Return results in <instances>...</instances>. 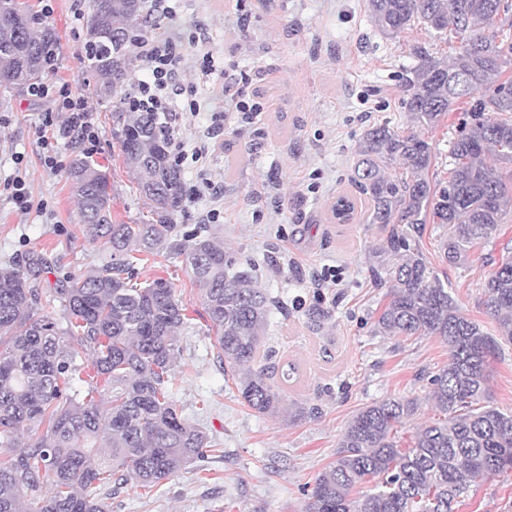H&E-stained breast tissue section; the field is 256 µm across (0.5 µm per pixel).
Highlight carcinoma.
I'll use <instances>...</instances> for the list:
<instances>
[{
  "instance_id": "cac0c4a2",
  "label": "carcinoma",
  "mask_w": 512,
  "mask_h": 512,
  "mask_svg": "<svg viewBox=\"0 0 512 512\" xmlns=\"http://www.w3.org/2000/svg\"><path fill=\"white\" fill-rule=\"evenodd\" d=\"M87 52L99 92L112 96L130 65L127 47L141 32V0H90ZM371 19L394 38L415 26L460 40L441 62L420 45L418 65L404 84L412 127L376 124L358 146L353 183L369 205L368 223L385 233L377 257L399 264L381 278L387 302L375 333L438 336L448 364L429 377L442 418L425 425L413 445L398 447L395 431L416 407L412 399L364 406L339 442L336 460L315 481L306 512H454L459 499L487 476L512 470V412L490 404L488 363L512 343V261L484 283L485 314L498 334L467 317L426 260L417 234L432 221L448 227L442 259L469 261L512 214V170L487 164L512 161V42L495 29L506 0H369ZM53 33L35 29L23 0L0 5V87L41 81ZM472 123L450 147L448 185L434 188L428 171L433 144L417 129L433 130L454 106L480 91ZM122 151L151 208L145 224L112 222L108 178L83 157L68 170L86 235L112 250V261L87 275L57 278L44 302L30 279L50 269L31 252L0 267V512H28L22 499L43 484L50 491L35 512H105V487L151 489L214 444L179 414L171 370L177 331L188 324L173 285L163 279L134 283L132 251L152 254L171 245L179 208L181 173L158 141L153 116L127 113ZM198 228L182 248L215 329L217 358L249 407L266 414L282 404L268 383L261 353L276 302L254 285L252 269ZM59 302L69 327L59 330L44 306ZM93 356L95 388L106 402L72 392L79 351ZM43 427L42 436L20 435Z\"/></svg>"
}]
</instances>
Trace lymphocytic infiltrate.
Masks as SVG:
<instances>
[{
    "mask_svg": "<svg viewBox=\"0 0 512 512\" xmlns=\"http://www.w3.org/2000/svg\"><path fill=\"white\" fill-rule=\"evenodd\" d=\"M181 2L149 0L145 30L130 47L140 76L120 100L123 111L153 113L157 133L168 145L170 161L177 168L189 160L206 165L224 133V122L229 114H240L242 119L252 122L271 106L269 100L257 98L251 91L249 71L233 74L218 67L213 52L197 34L170 33L169 27L179 16ZM189 56L194 57L202 77L211 80L213 94L224 100L223 110L210 116L206 139L192 144L183 141L177 129L182 115L195 117L201 110L197 84L180 78L181 65ZM26 94L30 100L50 104L49 109L42 112L39 126L41 160L46 168L54 172L62 170L61 149L72 143L77 144L85 156L97 154L100 129L96 114L69 81L33 83Z\"/></svg>",
    "mask_w": 512,
    "mask_h": 512,
    "instance_id": "lymphocytic-infiltrate-1",
    "label": "lymphocytic infiltrate"
}]
</instances>
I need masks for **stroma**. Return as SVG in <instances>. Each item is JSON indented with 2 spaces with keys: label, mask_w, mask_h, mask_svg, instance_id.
Wrapping results in <instances>:
<instances>
[{
  "label": "stroma",
  "mask_w": 512,
  "mask_h": 512,
  "mask_svg": "<svg viewBox=\"0 0 512 512\" xmlns=\"http://www.w3.org/2000/svg\"><path fill=\"white\" fill-rule=\"evenodd\" d=\"M51 5L46 26L56 36L57 74L71 80L98 117L101 143L94 160L109 178L112 218L146 221L151 213L119 146L125 117L120 96L139 72L129 68L117 95L97 97L90 65L80 60L89 2ZM197 27L204 28L217 59L258 70L256 84L275 106L253 124L226 121L224 146L207 165L217 195L175 212L174 222L179 235L190 234L204 225L210 209L223 208V223L204 226L226 251L253 265L258 287L284 301L264 337L283 408L260 414L243 402L217 362L215 331L177 250L140 254L137 282H170L186 309L190 325L178 333L174 399L216 449L149 494H106L102 502L106 512H304L316 478L335 460L341 435L362 407L388 398L416 400L415 413L398 427L405 447L437 415L427 378L447 364V345L434 336L406 341L375 334L387 297L369 269L383 234L367 223L364 202H356L353 218L344 223L333 218L331 207L339 196L356 194L351 177L366 130L385 122L409 124L402 76L417 64L410 46L425 45L445 61L455 47L418 27L385 36L371 20L367 0H264L245 27L237 22L233 0H185L179 28ZM45 109L25 90L0 91V266L29 252L44 254L52 271L36 286L48 296L57 274L78 277L111 257L86 236L66 172L42 164L38 116ZM467 118L458 108L430 132L431 183L447 182L450 144ZM16 175L34 203L26 213L3 187ZM440 234L437 225H423L425 257L447 278L464 313L496 331L481 305L483 284L494 268L512 260V217L460 267L443 262ZM489 374L494 404L512 411L511 344L491 360ZM455 512H512V471L473 487Z\"/></svg>",
  "instance_id": "35a3bbf8"
}]
</instances>
